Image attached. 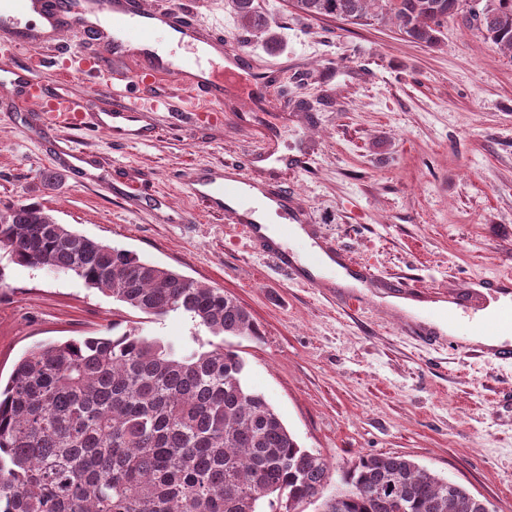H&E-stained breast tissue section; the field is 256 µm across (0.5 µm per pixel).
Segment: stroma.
Segmentation results:
<instances>
[{"label": "stroma", "mask_w": 512, "mask_h": 512, "mask_svg": "<svg viewBox=\"0 0 512 512\" xmlns=\"http://www.w3.org/2000/svg\"><path fill=\"white\" fill-rule=\"evenodd\" d=\"M223 25L267 72L265 89L228 88L180 110L174 77L154 92L171 109L145 113L150 137L121 141L103 128L50 126L38 107L14 111L0 86V214L39 202L58 223L134 257L224 289L252 315L254 336H228L246 382L303 448L335 468L333 486L368 454L398 453L466 486L495 512L512 502V362L481 344L406 335L421 321L380 303L388 280L412 299L455 302L464 289L512 276V57L476 26L453 20L434 45L394 24L311 18L291 0H255L277 45L243 28L229 0H149ZM75 34L40 48L47 93L102 104L97 75L67 73L91 53ZM90 156L87 179L68 176L69 151ZM305 155L295 168L285 160ZM254 160L248 176L287 188L288 206L317 245L343 249L362 288L319 287L274 269L238 224L192 189L198 168ZM185 213L186 224L163 221ZM135 331L187 349L212 336L189 314L130 310L73 273L0 253V379L32 347Z\"/></svg>", "instance_id": "obj_1"}]
</instances>
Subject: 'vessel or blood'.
Wrapping results in <instances>:
<instances>
[{
	"label": "vessel or blood",
	"instance_id": "b4317fda",
	"mask_svg": "<svg viewBox=\"0 0 512 512\" xmlns=\"http://www.w3.org/2000/svg\"><path fill=\"white\" fill-rule=\"evenodd\" d=\"M32 15L39 17V24L29 23ZM66 30L95 42V56L83 59L80 69L97 72L104 79L103 94L111 105L95 124L120 139L144 137L142 114L160 103L153 92L159 74L174 73L180 85L217 101L224 98L225 82L244 75L252 87L259 89L267 81L264 73L255 70L247 50L225 45L222 34L204 27L181 7L149 9L144 0H8L7 8L0 9V42L19 50L52 45ZM167 39L191 48L199 43L210 46L223 61L221 72L203 70L196 59L171 67L152 50L155 43ZM129 47L140 52L145 67L135 76L133 89H113L112 60ZM0 74L9 83L17 108L41 99L50 120L71 126L85 124L88 113L83 102L68 95L45 96L30 63L1 61ZM193 191L216 212L225 211L226 200H233L238 208L237 223L250 238H257V226L248 219L255 202L244 193L242 181H230L224 168H204L194 179ZM265 252L276 270L291 279L302 278L301 266L290 261L286 250L269 244Z\"/></svg>",
	"mask_w": 512,
	"mask_h": 512
}]
</instances>
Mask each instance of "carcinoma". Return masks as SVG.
Returning a JSON list of instances; mask_svg holds the SVG:
<instances>
[{
  "label": "carcinoma",
  "instance_id": "1",
  "mask_svg": "<svg viewBox=\"0 0 512 512\" xmlns=\"http://www.w3.org/2000/svg\"><path fill=\"white\" fill-rule=\"evenodd\" d=\"M231 2L244 28L267 27L253 0ZM488 2L479 30L512 57V0ZM457 4L295 0L307 16L389 20L426 44ZM2 251L73 272L145 315L187 313L216 337L257 334L224 289L81 235L36 202L0 217ZM333 472L248 387L244 360L222 341L185 351L125 332L37 345L0 388V512H296L311 501L319 512H483L465 486L405 455L360 457L328 495Z\"/></svg>",
  "mask_w": 512,
  "mask_h": 512
}]
</instances>
